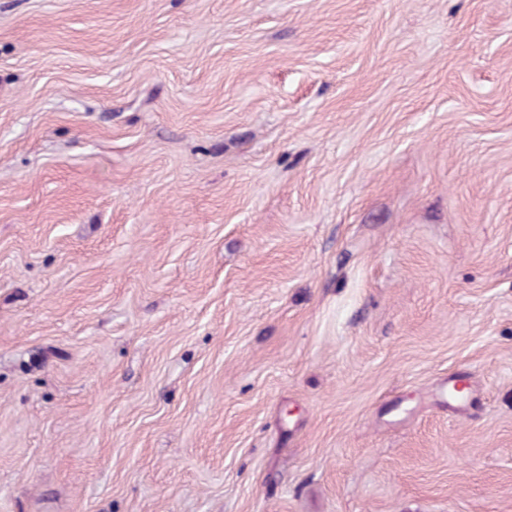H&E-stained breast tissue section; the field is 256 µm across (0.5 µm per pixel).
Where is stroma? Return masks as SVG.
Wrapping results in <instances>:
<instances>
[{"instance_id": "obj_1", "label": "stroma", "mask_w": 512, "mask_h": 512, "mask_svg": "<svg viewBox=\"0 0 512 512\" xmlns=\"http://www.w3.org/2000/svg\"><path fill=\"white\" fill-rule=\"evenodd\" d=\"M0 512H512V0H0Z\"/></svg>"}]
</instances>
